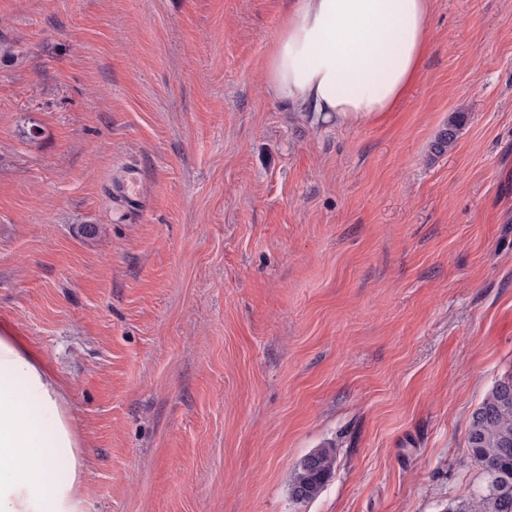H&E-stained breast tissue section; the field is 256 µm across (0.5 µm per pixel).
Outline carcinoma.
Returning a JSON list of instances; mask_svg holds the SVG:
<instances>
[{
    "label": "carcinoma",
    "mask_w": 512,
    "mask_h": 512,
    "mask_svg": "<svg viewBox=\"0 0 512 512\" xmlns=\"http://www.w3.org/2000/svg\"><path fill=\"white\" fill-rule=\"evenodd\" d=\"M464 113L448 118L433 150L443 154L457 142ZM469 454L484 474L482 486L448 512H512V374L498 379L473 411L467 434ZM336 469V452L329 446L305 455L288 475L289 496L298 503L313 500Z\"/></svg>",
    "instance_id": "cac0c4a2"
}]
</instances>
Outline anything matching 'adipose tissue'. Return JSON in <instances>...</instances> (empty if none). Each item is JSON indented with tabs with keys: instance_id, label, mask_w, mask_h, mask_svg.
Wrapping results in <instances>:
<instances>
[{
	"instance_id": "ef3b65f1",
	"label": "adipose tissue",
	"mask_w": 512,
	"mask_h": 512,
	"mask_svg": "<svg viewBox=\"0 0 512 512\" xmlns=\"http://www.w3.org/2000/svg\"><path fill=\"white\" fill-rule=\"evenodd\" d=\"M432 0H290L266 62L294 111L359 124L418 78ZM85 458L56 376L0 335V512H87Z\"/></svg>"
}]
</instances>
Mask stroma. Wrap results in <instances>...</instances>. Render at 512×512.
<instances>
[{
  "instance_id": "stroma-1",
  "label": "stroma",
  "mask_w": 512,
  "mask_h": 512,
  "mask_svg": "<svg viewBox=\"0 0 512 512\" xmlns=\"http://www.w3.org/2000/svg\"><path fill=\"white\" fill-rule=\"evenodd\" d=\"M287 9L0 0V335L64 387L88 512H447L483 483L470 415L512 372V0H433L418 80L356 126L270 93ZM464 121L465 116L462 112L454 113L448 118V124L439 132L432 145L435 153L443 154L454 147ZM336 461L335 449L329 446L305 455L288 475L289 496L298 503L313 500L333 476Z\"/></svg>"
}]
</instances>
